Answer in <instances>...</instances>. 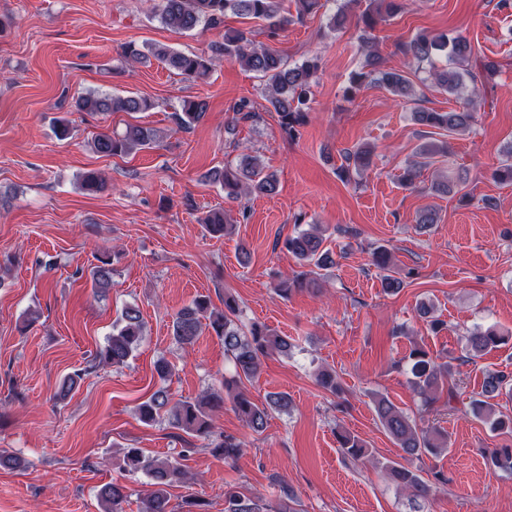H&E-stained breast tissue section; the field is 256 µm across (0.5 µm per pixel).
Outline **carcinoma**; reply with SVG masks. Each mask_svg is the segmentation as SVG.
Wrapping results in <instances>:
<instances>
[{"label":"carcinoma","mask_w":512,"mask_h":512,"mask_svg":"<svg viewBox=\"0 0 512 512\" xmlns=\"http://www.w3.org/2000/svg\"><path fill=\"white\" fill-rule=\"evenodd\" d=\"M285 0H161L159 17L168 28L177 31H192L200 25L218 27L224 24L227 12L265 23L268 38L274 39L288 24L301 22L308 15L317 14L324 7L322 0H294L295 12L284 7ZM407 0H369L358 21L363 32L373 31L386 17L404 11ZM364 48L368 49L367 62L370 70L359 71L351 75L346 96L354 98L364 85L376 82L385 87L395 97L411 102L415 97L412 81L404 72L385 69L380 57L373 50L372 38H362ZM448 51V65L430 73L434 83L444 91L460 96L466 88V82L476 83L477 74L473 71L474 56L471 42L464 36L451 39L443 35L420 33L401 46L403 55L415 62L432 61L433 57ZM151 54L165 68L182 76L186 80L205 77L221 60L239 64L247 71L259 75L264 81L263 95L267 102L265 111L278 117L282 133L289 139L299 135V128L308 120L311 88L318 71L316 59L291 66L276 50L255 41L253 30L249 28H227L224 41L211 45V54H185L174 51L164 45L154 44L143 51L138 45L130 43L124 50V59L128 63H139L146 54ZM78 112H148L154 107L151 99L129 93L125 95L107 92L89 91L80 94L74 101ZM205 104L195 100H185L181 112L175 114L178 126H189L203 115ZM233 122L257 123L263 120L247 99L236 103ZM475 100L472 97L448 112H413L414 120L423 126L437 129L450 136L470 128L475 120ZM158 142L155 129L140 125H129L122 133H102L91 142L92 150L105 157H123L133 152L150 149ZM376 148L362 144L342 153V163L337 174L347 179L350 172L357 173L369 168L373 162ZM418 160L410 163L404 170L401 181L407 186L415 183L422 168L435 164L438 159L448 156V141L433 139L419 147ZM492 177L500 182L512 183V150L505 160L492 172ZM208 178L224 186V196L237 200L243 196L271 195L276 192L278 180L260 163L257 156L243 149L235 161L224 164L222 169H213ZM469 182L468 172L441 175L431 186V190L440 195H457L464 201L468 197L465 188ZM81 187L89 193H97L106 187L105 179L95 170H88L81 176ZM206 230L211 234L224 235L232 225L224 213L216 211L203 219ZM326 238L320 231V225L313 224L308 230H302L285 239L283 247L297 259L301 265L309 268L293 278H284L275 285V291L287 298L293 292L305 288H314L318 284L322 271L336 264L333 252L325 245ZM372 265L377 269L381 285L388 294L396 293L403 287V280L394 275L390 251L380 247L372 253ZM91 286L99 292L111 285L112 261L108 256L98 258V265L89 272ZM239 305L229 295L224 296V309L213 307L207 295H199L191 304L173 317L172 335L182 345L196 341L202 326H208L219 340L224 343V353L233 362L235 374L224 379V391L231 397L233 407L253 432L264 429L270 411H286L291 400L285 392H274L266 396L265 401L255 402L243 389L244 382L258 378L262 370V359L274 354L286 355L294 344L286 336L279 335L269 327L253 323L245 329L237 323ZM144 321L140 310L132 305L122 309L120 317L112 325V334L95 354L100 364L120 366L126 363L143 338ZM505 336L494 327L477 328L467 335V354L471 361L482 357L486 352L498 347ZM412 375V384L421 398L425 410L429 411L439 400L440 394L447 393L448 401L455 398V386L452 382L453 371L449 363H439L424 346L415 342L406 356ZM319 385L326 391L336 394L341 391L336 372L321 368L316 373ZM512 395V373L506 371L489 372L485 375L481 391L470 402V412L480 420L490 423L494 431L511 430L512 417L495 415L496 399ZM221 397L208 394L193 401L174 402L167 390L160 388L138 406L139 417L144 422L166 419L168 423L186 433L210 437L213 435V423L209 414L214 402ZM376 416L385 432L394 440L406 455V459H419L424 455H437L448 449V433L436 427H423L410 417L389 398L381 396L374 402ZM338 442L344 456L359 461L367 457L362 442L349 435H339ZM247 447L244 439L233 436H219L212 442V452L234 461ZM489 461L492 466L512 472V448H496L491 451ZM122 462L132 472L143 471L152 480L153 490L144 501L142 512H173L170 508L169 487L175 483H185L191 479L182 464L168 457L146 458L139 449L126 450ZM392 480L417 499L430 495L431 487L422 478L419 470H414L398 462L385 465ZM98 499L103 512H124L128 501L126 487L118 484H106L99 490ZM224 512H298L287 502H281L278 510L271 505L253 500L237 493L224 495Z\"/></svg>","instance_id":"carcinoma-1"}]
</instances>
